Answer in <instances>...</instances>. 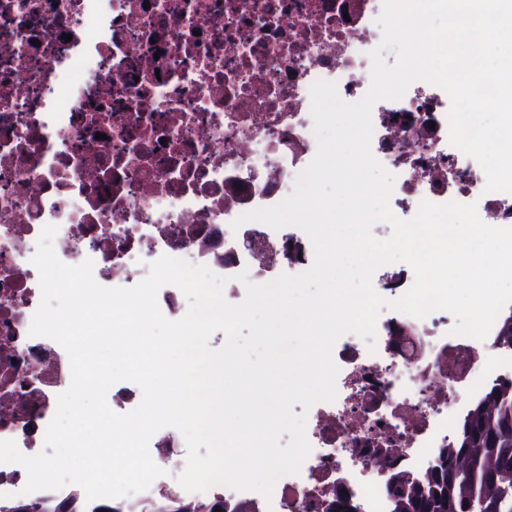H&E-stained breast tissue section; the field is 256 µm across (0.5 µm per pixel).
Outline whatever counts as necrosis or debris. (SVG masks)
Returning a JSON list of instances; mask_svg holds the SVG:
<instances>
[{
  "mask_svg": "<svg viewBox=\"0 0 512 512\" xmlns=\"http://www.w3.org/2000/svg\"><path fill=\"white\" fill-rule=\"evenodd\" d=\"M384 0H0V439L28 456L44 443L71 383L54 340L29 334L41 300L31 258L45 225L58 259L94 262L106 287H131L161 256L228 277L226 299L278 272L307 271L308 235L241 214L293 191L317 151L312 85L359 101ZM450 98L413 83L375 103L371 150L396 169L389 205L476 203L512 226V193L490 192L479 164L449 142ZM453 316L389 312L374 341L344 335L334 401L311 407L312 446L271 497L178 482L114 499L145 512L168 493L224 512H387L390 477L433 466L491 386L512 379V349L452 334Z\"/></svg>",
  "mask_w": 512,
  "mask_h": 512,
  "instance_id": "4bbe7bcc",
  "label": "necrosis or debris"
}]
</instances>
